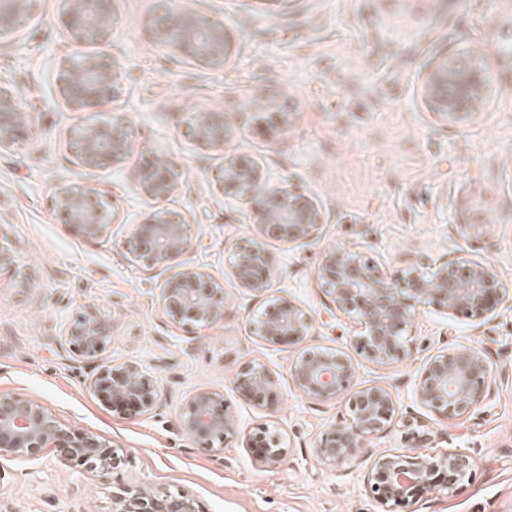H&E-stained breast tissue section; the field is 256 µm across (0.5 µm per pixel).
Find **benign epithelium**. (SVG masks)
Segmentation results:
<instances>
[{"label": "benign epithelium", "instance_id": "1", "mask_svg": "<svg viewBox=\"0 0 512 512\" xmlns=\"http://www.w3.org/2000/svg\"><path fill=\"white\" fill-rule=\"evenodd\" d=\"M40 0H0V44L24 30ZM65 25L72 36L92 50L62 55L56 62L55 90L71 111L99 108L112 100L128 79V71L108 49L117 21L115 0H62ZM159 42L176 62L222 70L230 55L224 22L199 11L170 10L151 22ZM489 54H446L427 64L419 76L422 103L432 119L447 128L472 124L493 94L487 67ZM192 132L198 142L219 153L231 134V123L219 110L197 112ZM41 127L34 112L23 105L21 93L0 84V152H17L39 139ZM67 144L76 164L86 171L124 168L139 148L136 131L124 114L68 128ZM180 172L168 161L152 159L136 173L138 195L159 208L134 225L127 253L168 273L160 292V306L174 322L209 327L224 319V282L210 268L187 258L201 247L186 214L164 206L182 192ZM219 190L224 203L242 205L257 229L235 244L230 254L238 287L254 296L269 290L276 270L266 239L285 245H305L316 238L323 213L314 196L287 178L275 181L260 171L249 156L225 158ZM54 207L65 222L87 240L106 238L116 218L112 199L91 187L61 183ZM321 287L336 312L357 323V348L367 360L393 366L409 357L412 323L432 307L454 319L481 324L494 319L512 294L489 263L461 258L436 263L427 270L415 266L393 274L360 252L332 247L316 268ZM313 320L296 304L272 301L258 316L253 334L266 343L300 344L312 335ZM112 336V321L87 308L68 326L66 344L78 356L94 362ZM297 390L306 398L329 403L343 400L348 419L332 426L321 438L317 455L327 466L348 465L365 456L371 437L386 431L397 416L391 391L380 385L351 390L357 364L334 349H307L289 367ZM492 369L481 347L450 349L429 357L418 370L414 395L426 410L447 420L465 417L491 395ZM238 392L252 405L273 409L278 378L259 361L243 364L236 373ZM91 387L112 411L129 416L147 414L160 406L157 385L134 363L98 365ZM195 440L221 453L223 444L238 435L239 426L227 411L224 396L197 392L179 418ZM408 452H382L370 457L366 490L376 512H401L426 495H452L473 478V456L459 449H433L434 432L415 425L405 432ZM257 449L256 460L275 467L286 457L280 436L261 427L246 437ZM74 461L111 485L128 464V455L97 434L64 424L40 401L14 392H0V460L27 459L37 464L48 455ZM112 512H198L195 496L142 483L112 485Z\"/></svg>", "mask_w": 512, "mask_h": 512}]
</instances>
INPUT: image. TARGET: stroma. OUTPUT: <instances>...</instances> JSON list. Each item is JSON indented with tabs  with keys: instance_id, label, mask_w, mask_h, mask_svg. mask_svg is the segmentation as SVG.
Wrapping results in <instances>:
<instances>
[{
	"instance_id": "1",
	"label": "stroma",
	"mask_w": 512,
	"mask_h": 512,
	"mask_svg": "<svg viewBox=\"0 0 512 512\" xmlns=\"http://www.w3.org/2000/svg\"><path fill=\"white\" fill-rule=\"evenodd\" d=\"M190 8L223 19L234 42L223 70L169 60L144 20ZM112 51L130 73L111 104L68 112L53 95L55 60L81 47L62 23L60 0H43L14 43L0 45V83L17 88L35 110L42 138L0 153V391L43 402L65 424L125 448L119 478L191 492L199 512H375L364 488L365 464L331 468L317 457L322 435L348 416L345 403L304 397L288 367L300 348H337L357 359L355 387L392 392L400 419L436 416L411 397L423 362L445 348L481 347L493 366L492 394L459 426L448 445L470 453L475 477L452 496L415 503L416 512H512V309L480 325L419 313L407 361L385 367L359 357L355 323L330 312L316 279L325 249L364 252L397 270L460 257L481 258L512 282V54L492 60L495 93L472 125L436 124L418 93L424 65L462 48L512 47V0H292L272 12L259 0H118ZM279 93L292 123L272 127L253 100ZM233 116V133L216 153L197 143L194 113ZM125 113L141 142L121 172L80 169L65 143L76 122ZM257 158L265 172L296 175L321 205L324 225L311 244L293 249L269 241L279 270L271 292L312 317L303 347L252 334L263 297L236 285L231 247L252 235L241 210L225 205L216 178L229 154ZM177 164L187 189L173 202L202 240L197 260L223 279L224 318L208 328L171 321L159 305V270L134 261L124 243L133 221L154 207L133 180L142 159ZM89 185L111 195L119 215L106 239L70 231L52 199L57 183ZM461 224L488 225L478 241ZM94 307L112 319V339L98 362L139 364L156 381L158 410L130 418L94 394V365L61 338L76 315ZM258 360L279 379L276 413L252 406L235 388L239 367ZM97 362V363H98ZM200 390L223 394L242 435L216 452L178 424ZM266 426L281 435L284 462H256L244 435ZM25 460L0 461V503L10 512H112V489L82 467L51 460L31 476Z\"/></svg>"
}]
</instances>
